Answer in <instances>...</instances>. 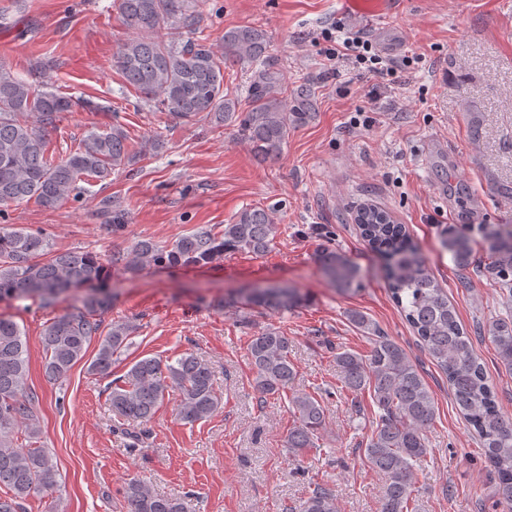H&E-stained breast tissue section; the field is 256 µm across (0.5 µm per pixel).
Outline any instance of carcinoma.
Instances as JSON below:
<instances>
[{
	"mask_svg": "<svg viewBox=\"0 0 512 512\" xmlns=\"http://www.w3.org/2000/svg\"><path fill=\"white\" fill-rule=\"evenodd\" d=\"M199 0H118L125 27L137 36L122 43L118 69L146 103H154L173 119L189 123L208 119L218 126L235 123L238 136L260 160H279L291 131L317 117L315 91L307 82L293 89L270 64L265 31L253 25L224 30L222 44L208 41L200 27ZM253 63L249 105L224 93V72ZM85 106L47 86L42 88L14 76L0 62V207L31 199L55 208L81 192V176L107 180L130 158L129 138L118 123L106 131L91 129L78 149L53 161L47 155L58 114ZM362 236L374 250H389L388 288L396 305L420 338L436 366L448 379L455 407L478 434L485 456L496 474L499 503L512 512V418L505 416L487 381L484 366L463 328L455 306L411 242L406 226L371 203L355 214ZM277 225L263 208L246 207L224 229H201L177 239L171 247L139 241L130 267L208 264L226 253H267ZM448 252L462 269L470 265L472 246L461 235L448 234ZM488 270L494 283L512 297V229L493 233L488 245ZM323 276L341 292L351 290L358 269L336 250L323 246L316 253ZM106 271L89 252L51 251L40 232L0 227V299H37L43 305L67 303L64 312L43 333L45 376L57 381L87 354L93 338L98 347L90 371L108 374L113 356L128 345L138 326L132 320L112 323L101 334V316L112 307L114 292L106 287ZM246 305L271 311H292L305 301L297 288L265 286L250 289ZM350 322L369 335L365 354L344 350L336 354L342 387L357 397L372 394L378 422L365 448L369 465L388 477L381 512H413L415 465L426 456L427 430L436 417L434 398L404 349L362 312H349ZM495 354L512 371V311L493 320L487 330ZM248 353L254 386L262 394L280 395L291 389L296 370L288 337L266 329L251 337ZM27 343L18 324L0 317V485L10 495L0 497V512H23L28 496L52 494L58 468L44 448L19 443L18 434L36 439L40 433L35 397L27 386ZM173 394L177 417L194 424L221 408L210 365L192 352L175 361L156 357L136 360L112 383V412L137 426L151 422L156 409ZM293 427L288 447L295 455L316 447L326 421L325 407L313 394L290 395ZM131 512H185L178 498L158 495L137 481L124 488ZM300 512H336V499L316 487Z\"/></svg>",
	"mask_w": 512,
	"mask_h": 512,
	"instance_id": "obj_1",
	"label": "carcinoma"
}]
</instances>
